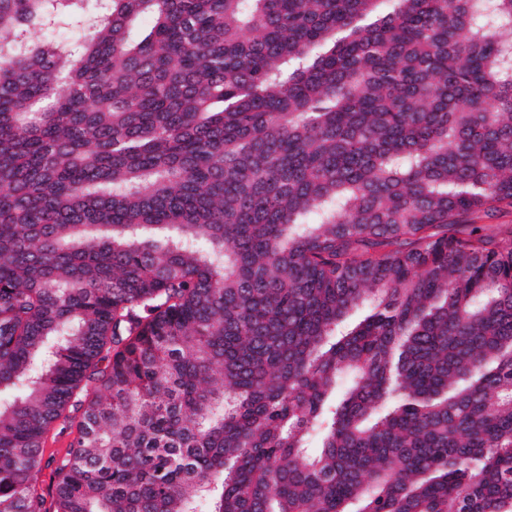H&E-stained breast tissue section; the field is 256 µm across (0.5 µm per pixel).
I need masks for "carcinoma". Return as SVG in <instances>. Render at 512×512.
Wrapping results in <instances>:
<instances>
[{
	"label": "carcinoma",
	"mask_w": 512,
	"mask_h": 512,
	"mask_svg": "<svg viewBox=\"0 0 512 512\" xmlns=\"http://www.w3.org/2000/svg\"><path fill=\"white\" fill-rule=\"evenodd\" d=\"M70 1L0 0V512H512V0Z\"/></svg>",
	"instance_id": "cac0c4a2"
}]
</instances>
